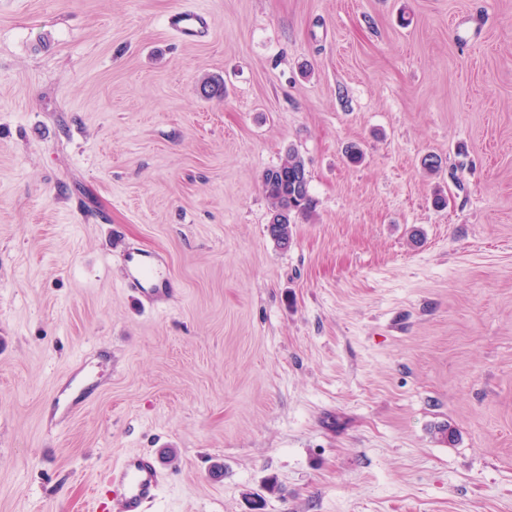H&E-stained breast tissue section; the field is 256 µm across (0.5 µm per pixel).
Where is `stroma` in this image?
<instances>
[{
  "mask_svg": "<svg viewBox=\"0 0 512 512\" xmlns=\"http://www.w3.org/2000/svg\"><path fill=\"white\" fill-rule=\"evenodd\" d=\"M134 452L150 512H512V0H0V512ZM168 26L179 39L186 42L200 41L209 33L206 17L189 9L172 14L168 18ZM263 191L271 202L273 213L267 231L280 247H288L291 224L298 217H309L315 210V199L309 191V177L303 159L294 149H288L284 160L267 169L262 178ZM274 212L285 215L283 217ZM145 281L153 282L155 288L147 290L144 288ZM127 287L133 290L149 295L153 300L158 301L165 297L168 288L167 279L160 271L159 264L156 262L141 264L137 273L127 278Z\"/></svg>",
  "mask_w": 512,
  "mask_h": 512,
  "instance_id": "35a3bbf8",
  "label": "stroma"
}]
</instances>
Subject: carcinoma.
Listing matches in <instances>:
<instances>
[{
  "mask_svg": "<svg viewBox=\"0 0 512 512\" xmlns=\"http://www.w3.org/2000/svg\"><path fill=\"white\" fill-rule=\"evenodd\" d=\"M262 186L271 202V212L285 215V223L269 224L267 231L278 246L286 248L291 238V224L300 216H310L316 206L303 159L294 149H288L280 164L264 172Z\"/></svg>",
  "mask_w": 512,
  "mask_h": 512,
  "instance_id": "cac0c4a2",
  "label": "carcinoma"
}]
</instances>
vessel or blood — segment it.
<instances>
[{"mask_svg": "<svg viewBox=\"0 0 512 512\" xmlns=\"http://www.w3.org/2000/svg\"><path fill=\"white\" fill-rule=\"evenodd\" d=\"M168 26L186 42L202 40L209 33L206 17L189 9L172 14ZM127 285L138 292L148 291L156 301L167 293V280L155 262L140 265L137 273L128 277ZM106 480L120 501L121 512H147L158 497L164 472L157 456L132 453L120 465L109 469Z\"/></svg>", "mask_w": 512, "mask_h": 512, "instance_id": "b4317fda", "label": "vessel or blood"}]
</instances>
